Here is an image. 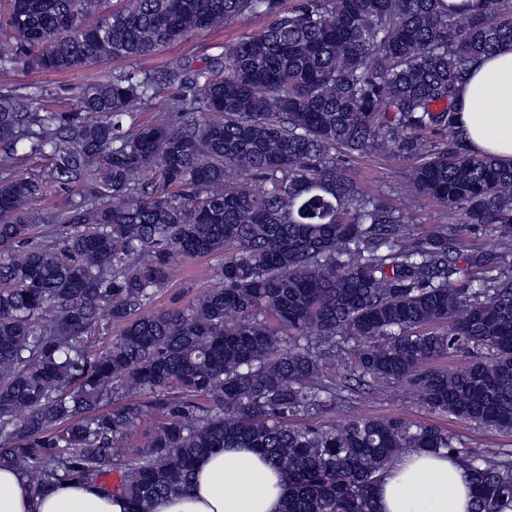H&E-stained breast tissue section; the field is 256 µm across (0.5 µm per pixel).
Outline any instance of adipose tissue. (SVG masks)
I'll list each match as a JSON object with an SVG mask.
<instances>
[{
	"mask_svg": "<svg viewBox=\"0 0 512 512\" xmlns=\"http://www.w3.org/2000/svg\"><path fill=\"white\" fill-rule=\"evenodd\" d=\"M469 151L512 164V44L483 57L456 93ZM288 475L254 448H221L196 465L188 492L158 499L152 512H280ZM379 512H469L473 486L448 452L411 450L376 487ZM0 512H128L126 498L63 482L42 497L0 468Z\"/></svg>",
	"mask_w": 512,
	"mask_h": 512,
	"instance_id": "ef3b65f1",
	"label": "adipose tissue"
}]
</instances>
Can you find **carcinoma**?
Wrapping results in <instances>:
<instances>
[{
  "label": "carcinoma",
  "mask_w": 512,
  "mask_h": 512,
  "mask_svg": "<svg viewBox=\"0 0 512 512\" xmlns=\"http://www.w3.org/2000/svg\"><path fill=\"white\" fill-rule=\"evenodd\" d=\"M120 2L0 0V75L267 25L202 67L102 75L72 112L0 90V467L33 498L74 481L151 512L202 456L256 448L288 474L281 512H378L405 451L446 450L473 512L512 509L508 453L402 417L314 421L405 384L432 412L512 430V165L466 148L455 103L474 61L512 43V0L463 23L445 0ZM163 92L168 119L137 122ZM376 152L409 162L400 210L346 175ZM37 157L46 169L16 175ZM51 188L66 206L32 208ZM421 197L453 223L406 232ZM37 224L57 237L31 243ZM213 254L219 287L151 308L177 259ZM106 320L123 329L100 347ZM145 399L159 420L134 450Z\"/></svg>",
  "instance_id": "cac0c4a2"
}]
</instances>
